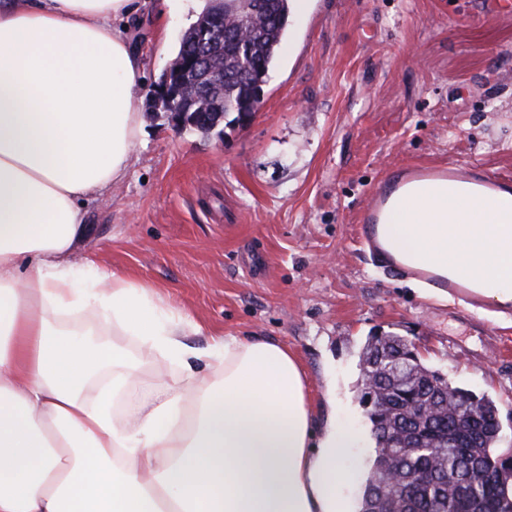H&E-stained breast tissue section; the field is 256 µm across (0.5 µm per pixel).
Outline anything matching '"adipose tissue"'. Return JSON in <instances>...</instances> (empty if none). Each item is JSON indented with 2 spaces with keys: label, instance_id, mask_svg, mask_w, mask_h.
Wrapping results in <instances>:
<instances>
[{
  "label": "adipose tissue",
  "instance_id": "ef3b65f1",
  "mask_svg": "<svg viewBox=\"0 0 512 512\" xmlns=\"http://www.w3.org/2000/svg\"><path fill=\"white\" fill-rule=\"evenodd\" d=\"M131 0H0V512H356L340 468L354 437L313 430L296 355L215 333L140 278L78 259L87 204L121 183L145 80L123 34ZM386 259L512 309V188L397 185ZM111 328L165 367L168 392L128 414L143 362L75 339Z\"/></svg>",
  "mask_w": 512,
  "mask_h": 512
}]
</instances>
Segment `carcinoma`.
Listing matches in <instances>:
<instances>
[{
	"mask_svg": "<svg viewBox=\"0 0 512 512\" xmlns=\"http://www.w3.org/2000/svg\"><path fill=\"white\" fill-rule=\"evenodd\" d=\"M252 23L241 40L234 21L223 19L224 32L201 36L213 23V0L182 34L173 66L159 84L175 81L183 62L197 58L222 64L224 77L197 72L192 92L180 97L182 128L209 137L222 124L238 122L253 111L286 37L290 0H247ZM414 344L389 333L372 336L360 357L361 402L376 441L375 459L365 480L361 512H512V458L495 454L501 426L490 398L454 385L439 371L412 356ZM432 402L428 417L415 412ZM491 470L496 477L487 480ZM413 494L405 497V485Z\"/></svg>",
	"mask_w": 512,
	"mask_h": 512,
	"instance_id": "cac0c4a2",
	"label": "carcinoma"
}]
</instances>
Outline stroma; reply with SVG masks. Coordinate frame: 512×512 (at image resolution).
Returning a JSON list of instances; mask_svg holds the SVG:
<instances>
[{
    "label": "stroma",
    "mask_w": 512,
    "mask_h": 512,
    "mask_svg": "<svg viewBox=\"0 0 512 512\" xmlns=\"http://www.w3.org/2000/svg\"><path fill=\"white\" fill-rule=\"evenodd\" d=\"M198 0H147L128 37L145 82L125 179L87 206L83 252L155 286L207 332L287 344L316 428L375 455L360 401L368 336L394 332L456 385L493 399L512 455V325L421 296L357 239L371 197L415 166L512 176V0H305L243 125L204 138L150 96Z\"/></svg>",
    "instance_id": "stroma-1"
}]
</instances>
